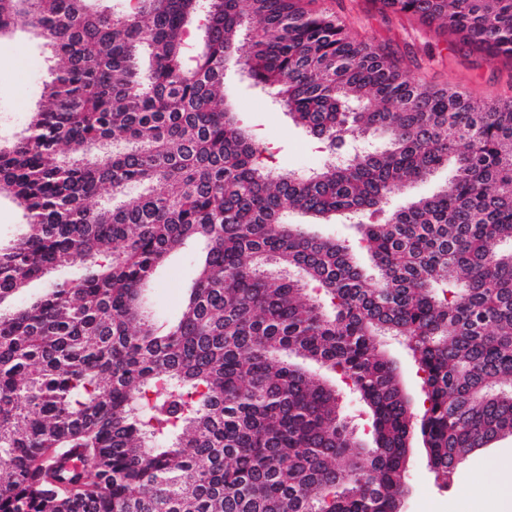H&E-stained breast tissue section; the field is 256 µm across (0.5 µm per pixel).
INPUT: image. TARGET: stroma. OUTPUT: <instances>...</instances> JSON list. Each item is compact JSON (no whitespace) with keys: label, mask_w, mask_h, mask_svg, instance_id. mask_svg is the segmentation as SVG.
Listing matches in <instances>:
<instances>
[{"label":"stroma","mask_w":512,"mask_h":512,"mask_svg":"<svg viewBox=\"0 0 512 512\" xmlns=\"http://www.w3.org/2000/svg\"><path fill=\"white\" fill-rule=\"evenodd\" d=\"M311 9H331L357 40L381 44L398 61L404 74L435 86H454L474 99L512 97V58L488 59L484 53L454 37H440L414 20L383 10L378 0H312ZM56 62L41 38L19 33L8 52H0V140L24 135L27 117L41 100L45 81ZM226 90L237 101L242 119L255 130L265 146L273 148L278 164L299 174L319 169L325 154L307 132L294 124L266 90L230 71ZM290 223L301 225L313 235L348 241L366 274L375 269L365 248L358 244L356 225L344 222L312 224L299 213L289 214ZM198 248L189 244L159 269L143 292L147 311L164 321L179 316L187 288L194 280ZM306 370L314 377L335 384L340 411L354 425L360 439L371 438L368 407L353 393L340 375L309 362ZM512 466V437L471 453L456 469L449 487H442L427 466L422 444L410 449L406 461L408 495L404 512H490L492 497L504 467ZM467 490L464 506L452 505L450 495Z\"/></svg>","instance_id":"obj_1"}]
</instances>
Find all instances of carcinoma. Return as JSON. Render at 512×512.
<instances>
[{
	"label": "carcinoma",
	"mask_w": 512,
	"mask_h": 512,
	"mask_svg": "<svg viewBox=\"0 0 512 512\" xmlns=\"http://www.w3.org/2000/svg\"><path fill=\"white\" fill-rule=\"evenodd\" d=\"M379 2L512 57V0ZM18 28L57 63L28 135L0 144V196L27 219L0 245V512H403L414 434L445 486L512 435V98L412 82L304 0H0V43ZM230 69L330 155L389 146L282 170L224 97ZM103 186L116 204L91 205ZM290 210L358 225L376 274ZM189 242L204 257L159 325L142 287ZM382 337L415 360L419 407ZM295 358L351 381L371 446ZM449 173V168H443L424 181L407 185L399 195L392 199L391 205L396 206L403 201L427 196L436 192L446 183Z\"/></svg>",
	"instance_id": "cac0c4a2"
}]
</instances>
